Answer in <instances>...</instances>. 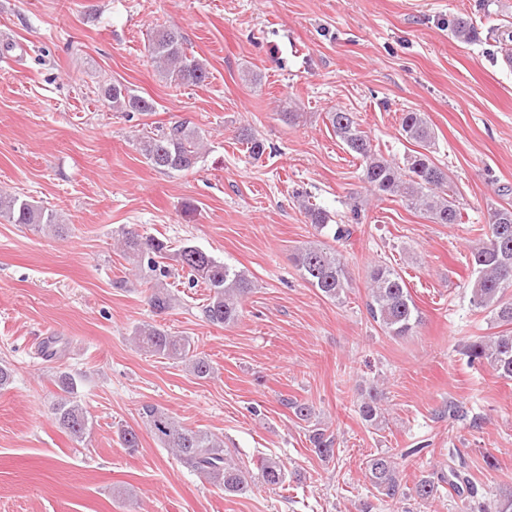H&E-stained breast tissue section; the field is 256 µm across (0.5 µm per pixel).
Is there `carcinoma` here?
Wrapping results in <instances>:
<instances>
[{
    "mask_svg": "<svg viewBox=\"0 0 512 512\" xmlns=\"http://www.w3.org/2000/svg\"><path fill=\"white\" fill-rule=\"evenodd\" d=\"M451 36L460 43H471L477 37V28L469 17L456 16L448 22ZM185 38L179 29L161 26L150 34L148 52L161 80L176 87L199 86L209 79L203 62L187 53ZM104 100L112 109L122 112H151L152 102L134 95L121 83H112L103 90ZM327 119L346 151L360 161L362 178L380 196H398L409 208L425 212L436 224H458L461 211L452 195L448 194V172L436 165L424 152L407 158L401 167L386 159L361 130L352 112L338 109L327 113ZM402 135L423 149L430 148L435 134L423 112L409 111L401 117ZM239 141L246 145L249 156L259 159L266 151L263 140L245 131ZM201 133L187 121H177L168 127L159 126L144 133L137 149L145 162L164 172H182L194 168L205 150ZM299 205L316 230L328 227L329 216L320 206L310 202L306 193L296 195ZM361 206L350 207L347 222L335 225L332 239L346 241L353 234V225L361 223ZM0 219L9 224H23L41 233L45 230L61 235L65 227L56 223L53 213L35 202L15 194H0ZM117 245L124 256L137 265H146L152 273L168 274L159 258L166 252L163 242L144 234L135 225H125L118 232ZM175 261L189 282L202 285L208 291L202 312L205 320L218 327L235 324L241 316L243 298L251 291L252 283L246 273L217 259L193 245H184L175 253ZM294 264L301 279L316 288L322 296L339 300L348 287V273L342 256L324 243H311L298 250ZM468 266L472 274L468 283L470 302L474 308L489 313L501 330L492 336L473 340L467 347L472 365L490 366L499 377L512 380V297L506 295L512 288V206L494 210L484 237L470 250ZM156 315L172 307L171 295L160 282H154L146 296ZM366 308L371 319L389 336L412 334L422 322V313L415 304L402 274L394 267L377 265L370 275ZM132 342L141 350L161 358L183 363L198 378L214 373L208 357L198 351L188 336L174 334L160 324L142 323L136 326ZM55 385L59 393L51 408L57 428L72 441H86L92 430V421L81 399L78 381L70 373L56 371ZM380 396L373 393L359 407L366 422L377 420L381 414ZM141 418L146 429L161 447L167 449L183 466L196 472L224 493L238 496L251 489L249 471L224 450V440L199 428H190L164 407L147 403L142 405ZM123 447L134 452L140 447V437L132 427L119 431ZM313 452L321 458L335 455V437L323 428L309 435ZM366 477L384 499L394 501L404 495L394 458L386 453L371 456L366 462ZM257 479L270 488H283L290 474L277 456H266L258 462ZM448 485L465 502L468 512L483 510L484 503H475L479 496L477 486L464 471L448 468V472L419 479L413 496L421 501L436 498L442 485Z\"/></svg>",
    "mask_w": 512,
    "mask_h": 512,
    "instance_id": "obj_1",
    "label": "carcinoma"
}]
</instances>
